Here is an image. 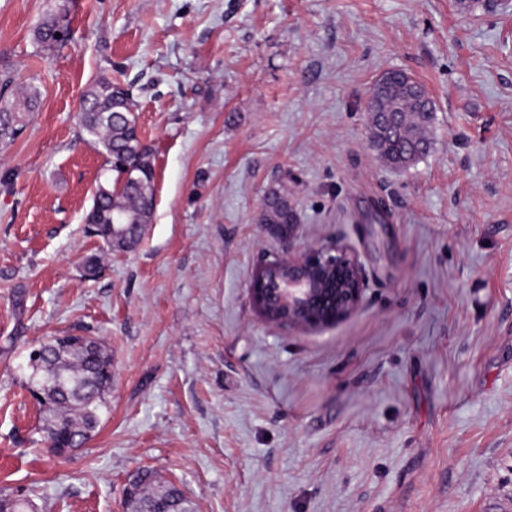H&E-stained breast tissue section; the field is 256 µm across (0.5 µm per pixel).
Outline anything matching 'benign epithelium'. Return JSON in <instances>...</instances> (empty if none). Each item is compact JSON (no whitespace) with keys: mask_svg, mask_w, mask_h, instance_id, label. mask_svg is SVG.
<instances>
[{"mask_svg":"<svg viewBox=\"0 0 512 512\" xmlns=\"http://www.w3.org/2000/svg\"><path fill=\"white\" fill-rule=\"evenodd\" d=\"M297 234L283 240V255L255 271L249 292L260 316L273 305L285 314L276 327L320 330L356 314L364 290V268L353 249L339 243L294 251Z\"/></svg>","mask_w":512,"mask_h":512,"instance_id":"benign-epithelium-1","label":"benign epithelium"}]
</instances>
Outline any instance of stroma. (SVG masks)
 <instances>
[{"mask_svg":"<svg viewBox=\"0 0 512 512\" xmlns=\"http://www.w3.org/2000/svg\"><path fill=\"white\" fill-rule=\"evenodd\" d=\"M69 37L35 39L49 16ZM400 69L437 110L405 173L372 149L374 79ZM0 494L38 512H123L133 473L194 512H512V0H0ZM130 92L155 153L136 250L84 230L114 183L80 135L100 78ZM359 254L360 310L278 328L249 288L282 243ZM103 272L86 278V256ZM103 339L112 390L85 446L53 456L27 391L50 336ZM36 92L12 101L0 99V144H7L17 137L25 127L28 112L35 107Z\"/></svg>","mask_w":512,"mask_h":512,"instance_id":"obj_1","label":"stroma"}]
</instances>
